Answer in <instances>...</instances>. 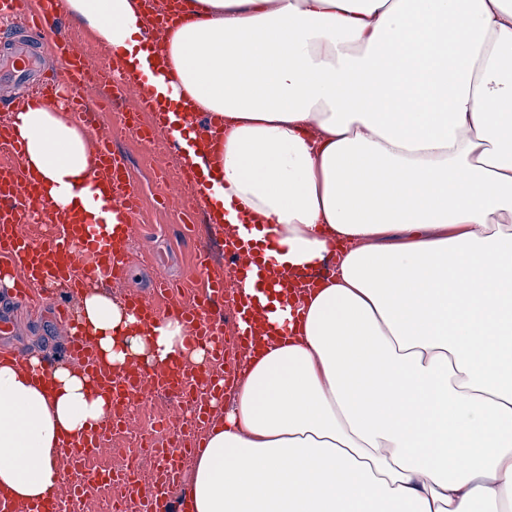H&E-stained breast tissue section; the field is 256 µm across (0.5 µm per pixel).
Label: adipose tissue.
I'll return each instance as SVG.
<instances>
[{
	"label": "adipose tissue",
	"instance_id": "1",
	"mask_svg": "<svg viewBox=\"0 0 512 512\" xmlns=\"http://www.w3.org/2000/svg\"><path fill=\"white\" fill-rule=\"evenodd\" d=\"M147 80L218 220L311 295L245 291L288 334L242 358L186 493L192 512H512V0H186L156 68L139 0H62ZM225 118L201 151L182 106ZM54 205L100 214L89 136L15 113ZM112 366L206 352L96 288ZM107 415L78 372L0 361V491L49 494L66 440Z\"/></svg>",
	"mask_w": 512,
	"mask_h": 512
}]
</instances>
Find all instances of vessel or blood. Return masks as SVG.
Listing matches in <instances>:
<instances>
[{"mask_svg":"<svg viewBox=\"0 0 512 512\" xmlns=\"http://www.w3.org/2000/svg\"><path fill=\"white\" fill-rule=\"evenodd\" d=\"M59 2L0 0L1 24L13 23L20 13L30 17L24 27L28 39L20 44L15 59L10 62L9 73L14 79H22L34 66L39 48L49 49L62 61L60 71L40 75L25 92L0 91V108L19 112L60 104L83 126L90 112L88 65L65 27ZM181 119L186 130L203 128L210 140H218L222 135L219 120L204 123L194 112L182 113ZM137 131L136 124L125 114L112 126L95 130L97 152L93 179L102 182L105 188L102 208L105 219L93 224L84 212H61L55 208L45 187L25 168L22 140L12 135L6 121H0V152L10 157L8 163L0 164V264L20 270L23 282L20 293L26 297L41 291L47 282L63 280L68 283L65 297L54 306L57 319L67 329L65 356L84 371L109 402L105 420L63 449L60 467L64 470L80 469L84 462L107 452L114 428L123 422V401L147 387H164L176 392L193 390L196 398L189 405L190 421L195 428H207L212 400L222 397L238 370L235 360L226 355L225 313L234 312L236 322L245 323L242 339L246 342L262 335L268 324L265 307L241 294V282L248 273L240 263L244 245L236 235L228 234L224 237L228 265L220 271L198 265L188 283L193 294L191 301L179 299L169 279L159 275L150 293L134 295L128 302L135 315L149 321L158 315L154 296H168L167 313L184 323L187 346H206L211 359L224 364V371H205L184 360L172 359L150 368L117 374L103 363L95 338L72 312L70 301L80 294L85 282L104 278L120 280L130 271L129 241L137 222L139 204L137 191L128 176V160L114 148L113 142L120 136L136 135ZM35 213L52 226L50 233L40 240L28 238L21 230L22 224ZM111 216L115 217L116 224L110 228L105 220ZM262 275L265 284L281 288L285 295L304 290L301 275L290 271L271 268L263 270ZM203 448L202 440L192 438L183 441L175 451L156 449L153 454L155 476L150 486L137 483L132 475L120 476L119 481L127 495L142 501L144 512H186L185 504L173 500L171 487L180 475L183 460L199 455ZM79 492L78 485L61 486L46 499L25 509L2 496L0 512H55L58 498L74 497Z\"/></svg>","mask_w":512,"mask_h":512,"instance_id":"b4317fda","label":"vessel or blood"}]
</instances>
